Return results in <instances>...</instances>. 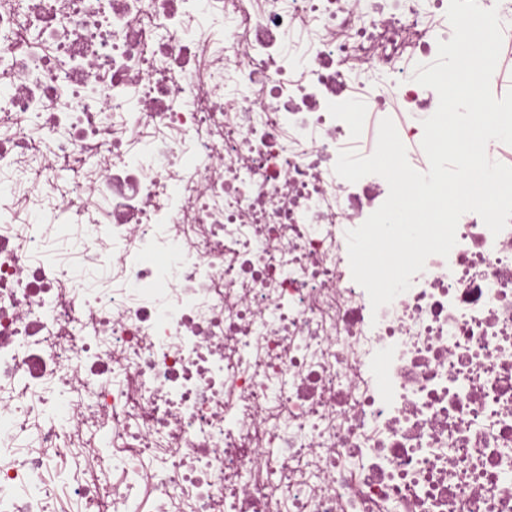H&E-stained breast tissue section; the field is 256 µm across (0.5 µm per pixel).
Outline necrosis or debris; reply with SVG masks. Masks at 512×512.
Masks as SVG:
<instances>
[{"label": "necrosis or debris", "mask_w": 512, "mask_h": 512, "mask_svg": "<svg viewBox=\"0 0 512 512\" xmlns=\"http://www.w3.org/2000/svg\"><path fill=\"white\" fill-rule=\"evenodd\" d=\"M448 5L0 0V512H59L76 448V512H512V224L376 310L346 233L389 187L334 171L387 117L428 170Z\"/></svg>", "instance_id": "obj_1"}]
</instances>
